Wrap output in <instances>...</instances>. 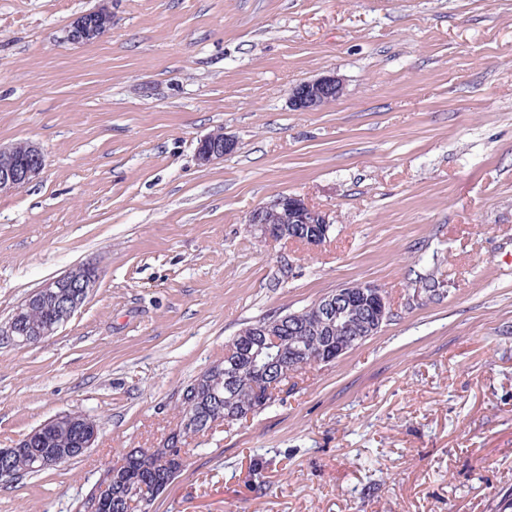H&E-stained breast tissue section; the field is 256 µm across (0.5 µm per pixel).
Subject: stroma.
<instances>
[{"label": "stroma", "mask_w": 512, "mask_h": 512, "mask_svg": "<svg viewBox=\"0 0 512 512\" xmlns=\"http://www.w3.org/2000/svg\"><path fill=\"white\" fill-rule=\"evenodd\" d=\"M105 9L99 40L79 15ZM336 74L335 104L290 88ZM234 151L210 165L198 142ZM45 167L0 194V326L46 280L98 282L54 335L0 338V448L78 411L80 459L0 485V512H77L246 324L358 283L379 333L285 401L185 445L150 512H498L512 495V0H0V144ZM329 214L265 243L276 195ZM436 291H426V283ZM112 15L105 9L90 11L77 18L70 26L67 39L74 44L99 39L110 27ZM236 143L223 131L211 132L200 139L197 148L198 160L201 164H210L221 160L234 151ZM271 216H281L286 224H271ZM250 227L267 241H300L318 247L328 238L332 224L327 213L295 194H279L251 212Z\"/></svg>", "instance_id": "obj_1"}]
</instances>
